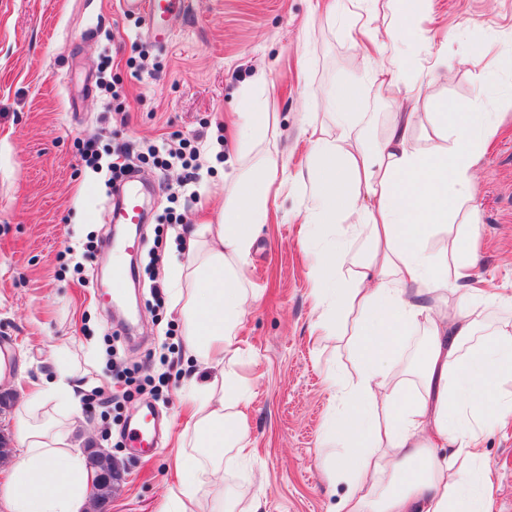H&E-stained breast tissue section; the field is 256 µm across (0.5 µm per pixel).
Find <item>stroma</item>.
Here are the masks:
<instances>
[{"label": "stroma", "instance_id": "35a3bbf8", "mask_svg": "<svg viewBox=\"0 0 512 512\" xmlns=\"http://www.w3.org/2000/svg\"><path fill=\"white\" fill-rule=\"evenodd\" d=\"M350 0L312 11L310 0H191L168 21L166 45L150 42L141 15L119 0H0V349L10 348L25 378L0 386V433L13 437L15 417L34 380L50 376L52 351L68 348L82 383L100 401L76 417V447L101 448L124 479L96 512H155L174 483L175 439L183 426L184 379H205L201 364H186L182 325L169 304L153 306L151 283L140 273L128 287L129 305L104 307L93 282L111 266L105 243L112 192L85 163L87 140L100 154L114 138L134 146L172 134L197 140L199 167L186 183L179 164L135 161L149 191L143 246L133 262L145 267L154 243L169 245L173 212L184 229L217 223L237 169L236 119L240 95L258 77L271 85L267 145L285 175L273 219L264 225L249 260L254 293L237 330L246 353L243 376L253 396L245 410L254 454L224 468L217 487H236L227 512H336L345 483H330L327 462L343 443L326 437L333 401L326 375L355 373L353 347L335 325L317 330L318 311L308 269L313 249L295 214L306 202L292 180L306 161L301 117L333 131L327 89L350 82L363 63L349 28ZM413 67L401 91L419 85L440 47L448 74L431 87L420 111L448 100L466 112L497 114L500 132L476 166L480 227L475 276L489 292L512 297V0H432L415 20ZM147 44L139 56L138 44ZM107 76L118 99L102 93ZM358 109L366 136L377 137L395 109L376 83L366 82ZM97 249L75 265L67 246ZM162 380V394L123 398L120 371ZM153 402L162 417L152 452L126 439L139 406ZM492 473V512H512V419L483 438Z\"/></svg>", "mask_w": 512, "mask_h": 512}]
</instances>
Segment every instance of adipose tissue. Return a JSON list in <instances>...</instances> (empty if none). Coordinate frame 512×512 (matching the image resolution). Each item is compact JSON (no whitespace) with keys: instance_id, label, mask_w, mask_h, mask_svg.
Returning a JSON list of instances; mask_svg holds the SVG:
<instances>
[{"instance_id":"1","label":"adipose tissue","mask_w":512,"mask_h":512,"mask_svg":"<svg viewBox=\"0 0 512 512\" xmlns=\"http://www.w3.org/2000/svg\"><path fill=\"white\" fill-rule=\"evenodd\" d=\"M363 88L358 77L331 92L335 133L304 121L311 164L294 176L309 188L297 217L319 243L308 272L315 305L321 317L351 320L357 352L356 380L327 377L341 407L327 430L354 448L327 470L347 484L341 512H491L480 486V442L490 419L512 418V316L469 288L475 258L461 242L476 233L474 169L497 127L489 113L443 101L434 112L393 113L372 144L353 126ZM241 103L242 153L221 221L196 225L169 264L184 357L214 375L183 383L189 410L178 437V481L159 512H194L223 470L225 450L239 459L250 453L251 388L236 331L250 295L245 266L269 219L280 160L264 145V78ZM424 123L446 147H415L414 131ZM442 234L455 235V243L432 247ZM361 239L367 252L351 255ZM415 331L424 344L408 384L394 361ZM80 389L73 370L58 362L21 409L18 454L0 482L7 512H84L93 473L71 441Z\"/></svg>"}]
</instances>
